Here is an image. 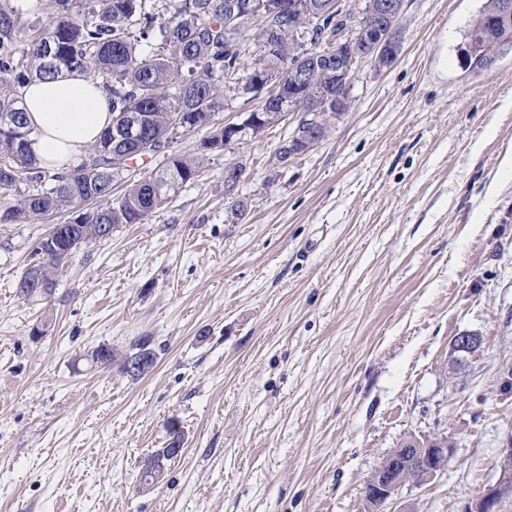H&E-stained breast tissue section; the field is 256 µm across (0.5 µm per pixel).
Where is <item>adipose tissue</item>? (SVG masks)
Returning a JSON list of instances; mask_svg holds the SVG:
<instances>
[{"label": "adipose tissue", "mask_w": 512, "mask_h": 512, "mask_svg": "<svg viewBox=\"0 0 512 512\" xmlns=\"http://www.w3.org/2000/svg\"><path fill=\"white\" fill-rule=\"evenodd\" d=\"M21 94L37 133L34 149L50 169L80 161L112 122V99L102 80L80 73L32 82Z\"/></svg>", "instance_id": "ef3b65f1"}]
</instances>
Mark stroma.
I'll use <instances>...</instances> for the list:
<instances>
[{"label": "stroma", "instance_id": "stroma-1", "mask_svg": "<svg viewBox=\"0 0 512 512\" xmlns=\"http://www.w3.org/2000/svg\"><path fill=\"white\" fill-rule=\"evenodd\" d=\"M483 0H405L329 136L277 168L280 123L209 156L141 224L21 296L38 237L0 224V512H363L410 438L457 452L386 512H457L512 441V56L461 46ZM242 158L241 220L224 165ZM477 338L474 352L453 340ZM150 339L135 379L81 357ZM185 437L161 481L141 464Z\"/></svg>", "mask_w": 512, "mask_h": 512}]
</instances>
